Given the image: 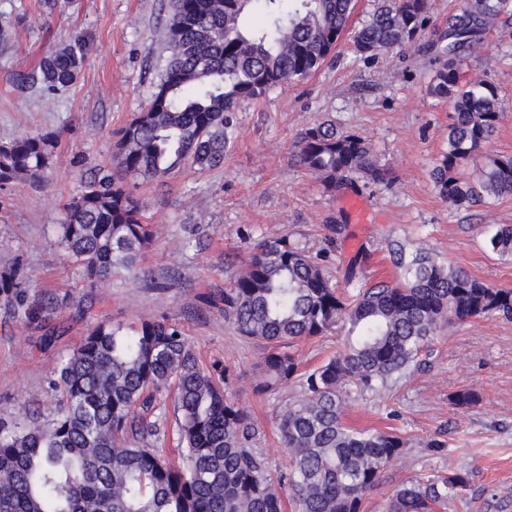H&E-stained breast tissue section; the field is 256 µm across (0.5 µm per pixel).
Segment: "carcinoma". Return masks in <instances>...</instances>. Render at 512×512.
<instances>
[{"label": "carcinoma", "instance_id": "1", "mask_svg": "<svg viewBox=\"0 0 512 512\" xmlns=\"http://www.w3.org/2000/svg\"><path fill=\"white\" fill-rule=\"evenodd\" d=\"M356 0H171L161 37L171 56L145 110L117 132L110 167L94 170L68 205L62 246L97 288L137 268L154 240L143 207L125 182L159 179L185 163L197 171L224 162L230 113L270 89L301 82L336 54ZM429 0H380L350 37L367 59L402 50L431 23ZM512 23V0H466L431 31L424 51L444 57L429 93L453 108L447 148L433 179L448 205L487 206L512 197V156L486 154L503 113L496 88L465 80L464 62L493 29ZM85 43L48 52L18 81L46 90L73 82ZM55 147L51 135L0 144V181L36 180ZM483 158L481 165H468ZM294 162L328 190L351 179L390 184L370 142L330 121L301 134ZM512 256V225L488 240ZM402 270L348 298L322 266L286 235L264 240L224 289V319L266 353L253 392L298 383L301 396L277 424L288 475L274 481L251 448L253 415L230 394L224 363L201 365L182 330L144 319L98 325L53 369L65 401L44 426L0 424V512H285L282 486L297 512H362L381 472L405 454L392 432L344 421L346 387L377 395L406 375L445 325L512 319V290L493 288L422 248H391ZM19 273L0 281V300L21 296ZM346 330L344 349L301 371L296 343ZM173 393L179 460L154 447L165 434ZM466 489L458 472L406 480L386 512H441Z\"/></svg>", "mask_w": 512, "mask_h": 512}]
</instances>
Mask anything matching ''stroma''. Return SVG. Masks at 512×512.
Listing matches in <instances>:
<instances>
[{
    "label": "stroma",
    "instance_id": "stroma-1",
    "mask_svg": "<svg viewBox=\"0 0 512 512\" xmlns=\"http://www.w3.org/2000/svg\"><path fill=\"white\" fill-rule=\"evenodd\" d=\"M169 18V0H0V144L26 134L56 138L40 181L0 182V275L20 269L26 302L39 311L28 320L0 303V422L50 418L63 398L52 369L87 329L164 319L183 328L201 364L231 368L233 396L256 422L253 446L276 477L289 466L277 421L300 389L255 395L266 347L224 319V290L254 244L288 236L321 256L346 295L396 280L393 243L423 247L491 287L512 289V257L487 246L496 225H512V198L488 209L449 206L431 172L453 109L427 90L430 55L411 47L366 60L345 41L336 63L242 102L220 166L128 179L156 230L142 265L168 281L167 289L126 276L88 287L60 244L66 206L96 167L111 165L117 130L147 107L168 58L155 34ZM76 37L86 55L72 84L48 92L16 83L41 56ZM463 72L497 88L504 117L487 149L512 155V47L500 31L486 35ZM325 120L366 137L394 182L355 180L328 190L292 163L303 130ZM353 197L365 204L362 216L346 205ZM332 224L339 233L329 232ZM462 389L474 390L478 402L453 406L451 396ZM344 420L406 441L404 457L366 495L364 512H385L403 481L448 470L465 475L468 486L447 512H512V320L444 328L382 397L352 392Z\"/></svg>",
    "mask_w": 512,
    "mask_h": 512
}]
</instances>
